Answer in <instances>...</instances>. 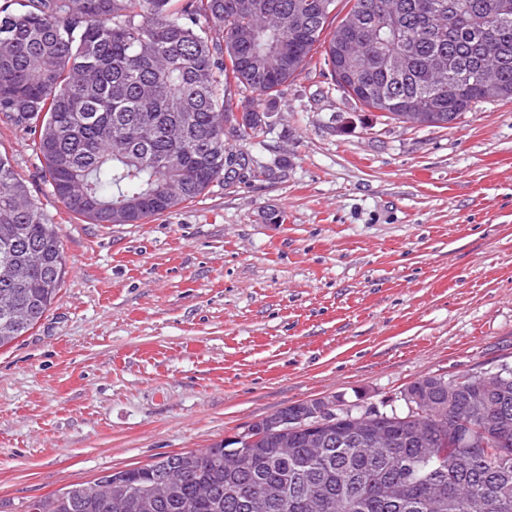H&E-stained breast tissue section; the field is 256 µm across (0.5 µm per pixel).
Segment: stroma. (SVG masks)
Listing matches in <instances>:
<instances>
[{"label": "stroma", "mask_w": 512, "mask_h": 512, "mask_svg": "<svg viewBox=\"0 0 512 512\" xmlns=\"http://www.w3.org/2000/svg\"><path fill=\"white\" fill-rule=\"evenodd\" d=\"M321 70L282 87L260 141L234 142L246 165L144 224L74 218L0 121L68 264L0 347V512L297 402L401 412L416 379L512 367V102L407 127Z\"/></svg>", "instance_id": "stroma-1"}]
</instances>
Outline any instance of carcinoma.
Listing matches in <instances>:
<instances>
[{"instance_id": "1", "label": "carcinoma", "mask_w": 512, "mask_h": 512, "mask_svg": "<svg viewBox=\"0 0 512 512\" xmlns=\"http://www.w3.org/2000/svg\"><path fill=\"white\" fill-rule=\"evenodd\" d=\"M337 0H13L0 3V118L29 136L51 192L92 224H142L205 194L224 178V121L232 114L228 85L274 104L281 87L322 49L331 77L353 52L355 70L336 85L367 112L397 120L416 110L433 126L459 119L479 103L512 100V0H475L476 10L443 17V0H401L400 17L385 21L373 0H351L350 17L336 20ZM297 17L307 24L294 26ZM380 25L386 43L364 42ZM487 42L497 53L486 55ZM406 50L410 68L392 74L388 51ZM448 59L446 87L429 82L436 55ZM497 67L502 88L490 97L477 73ZM36 254L26 280L8 267ZM54 222L31 198L11 158L0 152V296L26 309L29 320L8 321L0 309V346L33 328L67 275ZM434 387L410 412L366 410L393 442L390 448L349 443L343 431L356 414L332 409L333 435L320 451L305 430L288 428V447L273 435L258 443H216L205 450L163 456L139 467L63 487L27 505L26 512H109L112 497L127 512H252L230 486L288 485V508L310 512H512V369L434 375L402 393ZM466 420L448 436L442 407ZM244 448L238 468L224 467V449ZM173 481V493L142 511L154 480ZM199 484L211 488L196 497Z\"/></svg>"}]
</instances>
